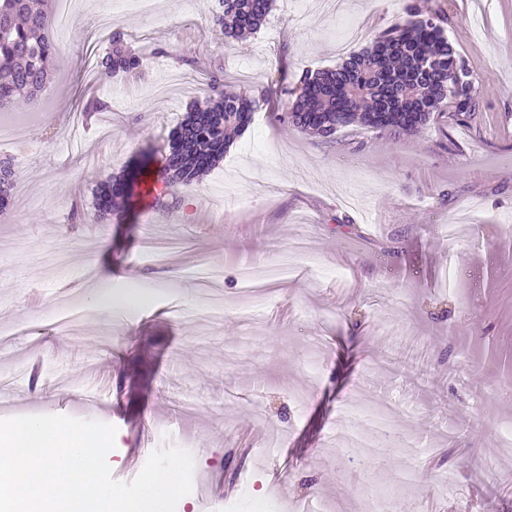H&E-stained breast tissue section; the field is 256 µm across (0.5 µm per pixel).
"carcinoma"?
<instances>
[{"label":"carcinoma","instance_id":"obj_1","mask_svg":"<svg viewBox=\"0 0 512 512\" xmlns=\"http://www.w3.org/2000/svg\"><path fill=\"white\" fill-rule=\"evenodd\" d=\"M274 0H218L213 21L224 40L236 41L259 28L272 11ZM394 24L360 53L350 55L334 69L305 72L297 80L298 94L280 117L297 129L315 134L322 143L336 142V133L355 123L367 128L412 135L448 102L463 121L478 107L476 78L466 61L448 43L443 19L417 18ZM52 5L46 0H0V111L16 101H36L49 87L45 61L56 47L50 33ZM121 28L112 32V52L100 66L114 73L138 77L143 57L124 43ZM215 97L204 109L188 112L170 135V150L152 167L143 155L133 177L143 183L141 199L163 206L175 186L189 185L224 157L233 139L251 122L257 101L224 89V75L212 72ZM111 111L110 102L95 97L80 109L88 120ZM127 173L101 184L96 207L104 219L120 218L128 197L123 185ZM15 172L0 161V209L11 198Z\"/></svg>","mask_w":512,"mask_h":512}]
</instances>
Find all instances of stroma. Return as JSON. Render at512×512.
I'll return each mask as SVG.
<instances>
[{
	"label": "stroma",
	"instance_id": "obj_1",
	"mask_svg": "<svg viewBox=\"0 0 512 512\" xmlns=\"http://www.w3.org/2000/svg\"><path fill=\"white\" fill-rule=\"evenodd\" d=\"M275 0L266 23L225 42L216 0H155L156 15L118 23L146 59L138 84L101 70L89 24L104 0H55L75 20L51 60L42 111L0 142L17 187L0 212V418L59 414L114 425L108 462L128 482L131 453L175 445L192 453L198 497L176 512H239L273 498L280 512L307 499L324 512H368L367 485L395 490L392 512H512V0ZM442 17L448 41L477 77L467 120L437 116L413 135L357 124L334 144L280 121L304 70L336 66L389 29L408 6ZM258 98L251 124L172 208L130 200L101 223V183L141 154L162 157L169 135L205 101L209 71ZM97 95L112 133L78 121ZM84 222L68 224L72 205ZM303 241L311 261L292 278L242 298L240 269ZM220 272L224 319L210 294L180 279ZM138 288L136 310L103 312L97 289ZM413 357L418 384L379 363ZM39 376H31L32 363ZM395 407L400 443L364 458L341 405ZM421 455H413L412 447ZM418 477L403 479L406 463ZM454 472V487L441 478Z\"/></svg>",
	"mask_w": 512,
	"mask_h": 512
}]
</instances>
